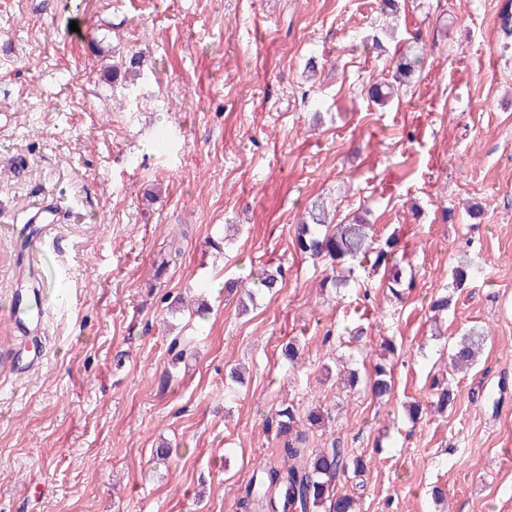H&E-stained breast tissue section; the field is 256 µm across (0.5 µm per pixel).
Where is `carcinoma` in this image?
<instances>
[{
    "instance_id": "cac0c4a2",
    "label": "carcinoma",
    "mask_w": 512,
    "mask_h": 512,
    "mask_svg": "<svg viewBox=\"0 0 512 512\" xmlns=\"http://www.w3.org/2000/svg\"><path fill=\"white\" fill-rule=\"evenodd\" d=\"M424 59L415 55L397 65L393 81L376 85L370 90L372 101L385 106L396 95L398 85L408 74L423 65ZM294 247L313 259L331 261L337 275L332 286L345 288L357 280V268L366 260L372 267L390 271V290L395 296L405 289L403 269L393 263L398 240L375 238L374 225L362 216L347 224H328L324 208L316 205L308 212V220L297 225ZM250 282L267 291L278 285L277 276L260 269L249 274ZM481 352L480 334L473 331L458 337L451 345L450 359L457 369L473 365ZM369 387L377 398L390 395L393 384L387 368L374 367ZM436 390V409H446L455 399L454 390L432 383ZM277 436L282 441L275 449L278 461L259 468L247 483L238 499V512H353V501L333 493L336 473L349 467L359 473L365 469L363 459L345 461L337 448L315 451L309 448V430L325 425L329 417L315 407L302 415L292 404L280 407L274 414Z\"/></svg>"
}]
</instances>
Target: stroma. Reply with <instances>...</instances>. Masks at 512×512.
Wrapping results in <instances>:
<instances>
[{
    "label": "stroma",
    "mask_w": 512,
    "mask_h": 512,
    "mask_svg": "<svg viewBox=\"0 0 512 512\" xmlns=\"http://www.w3.org/2000/svg\"><path fill=\"white\" fill-rule=\"evenodd\" d=\"M506 9L399 0L395 38L368 52L376 0H0V512H237L286 403L331 415L311 448L370 458L336 476L357 512H512ZM415 49L422 69L375 105L371 84ZM136 52L131 91L107 67ZM320 202L398 239L404 299L381 270L333 288L329 262L295 250ZM50 204L66 216L31 255ZM463 263L473 278L433 316ZM254 267L280 288L227 292ZM29 290L48 310L22 336L11 306ZM472 329L484 351L453 372ZM177 336L196 339L178 364ZM379 362L389 397L344 387L341 368ZM435 379L455 393L441 412Z\"/></svg>",
    "instance_id": "obj_1"
}]
</instances>
